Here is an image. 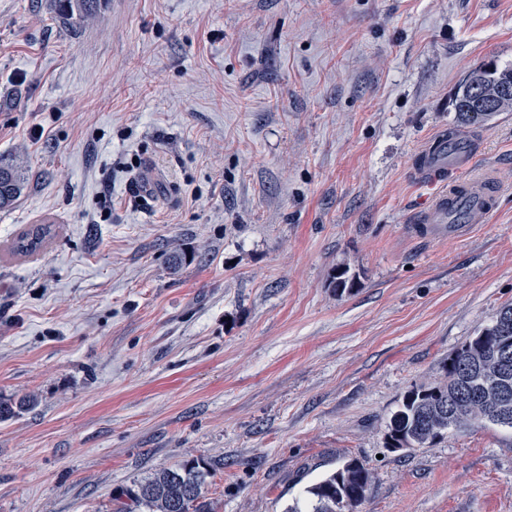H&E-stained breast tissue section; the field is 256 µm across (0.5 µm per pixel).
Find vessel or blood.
I'll return each instance as SVG.
<instances>
[{
    "label": "vessel or blood",
    "mask_w": 512,
    "mask_h": 512,
    "mask_svg": "<svg viewBox=\"0 0 512 512\" xmlns=\"http://www.w3.org/2000/svg\"><path fill=\"white\" fill-rule=\"evenodd\" d=\"M468 149L438 134L427 140L415 156V177L436 185L437 193L422 212L423 233L439 238L459 239L476 224L486 223L502 188L489 174L456 178Z\"/></svg>",
    "instance_id": "vessel-or-blood-1"
}]
</instances>
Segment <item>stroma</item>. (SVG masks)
<instances>
[{
    "label": "stroma",
    "mask_w": 512,
    "mask_h": 512,
    "mask_svg": "<svg viewBox=\"0 0 512 512\" xmlns=\"http://www.w3.org/2000/svg\"><path fill=\"white\" fill-rule=\"evenodd\" d=\"M488 60L512 0H104L78 28L0 0V154L30 171L0 211V401L39 400L0 420V512H115L189 459L215 512H285L352 458L356 512H512V429L385 446L512 305V110L459 127L488 223L416 230L415 154ZM51 224H31L13 243L12 251L18 255H29L36 252L47 240L51 239L55 230Z\"/></svg>",
    "instance_id": "1"
}]
</instances>
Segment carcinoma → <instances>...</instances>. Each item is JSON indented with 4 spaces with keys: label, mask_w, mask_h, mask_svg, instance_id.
<instances>
[{
    "label": "carcinoma",
    "mask_w": 512,
    "mask_h": 512,
    "mask_svg": "<svg viewBox=\"0 0 512 512\" xmlns=\"http://www.w3.org/2000/svg\"><path fill=\"white\" fill-rule=\"evenodd\" d=\"M57 18L69 27H76L95 18L102 0H50ZM491 92L498 87L512 85V68H500L495 62L477 65L455 94V112L461 125H473L490 120L499 112L512 109V100H490V106L480 108L472 95L473 85ZM29 184L24 162L15 156L0 154V210L9 208ZM55 234L51 224H32L13 243L18 255L36 252ZM334 288L343 293L357 285V277L349 269L336 270ZM497 363L487 343L478 335L470 337L448 356L444 365V380L428 387H414L404 395L399 409L387 425L385 444L388 448H426L444 439L448 432L487 421L512 428V389L504 399L506 409L490 401L476 403L460 411L448 408V398L456 394L486 393L497 389L492 375ZM38 403L30 394L17 406L0 403V420L18 415V412ZM212 477L211 465L199 460L160 469L126 489L133 512H213L203 491ZM372 478L371 471L360 461L350 459L330 471L307 488L308 508L302 510L299 502L288 506L286 512H336L337 504L351 501L356 507L366 496Z\"/></svg>",
    "instance_id": "obj_1"
}]
</instances>
